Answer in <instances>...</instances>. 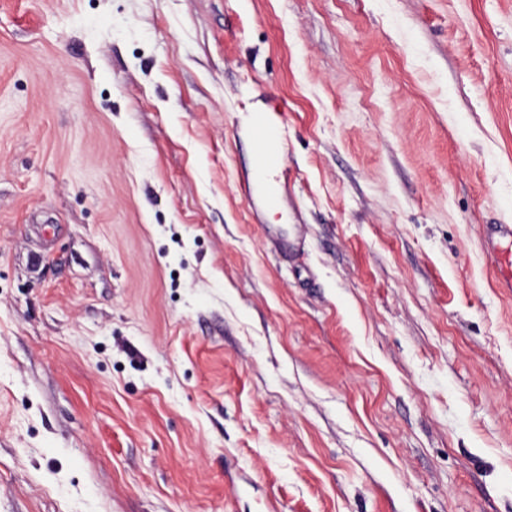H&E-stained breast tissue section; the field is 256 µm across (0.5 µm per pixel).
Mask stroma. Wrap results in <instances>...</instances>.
<instances>
[{
	"mask_svg": "<svg viewBox=\"0 0 512 512\" xmlns=\"http://www.w3.org/2000/svg\"><path fill=\"white\" fill-rule=\"evenodd\" d=\"M486 224L512 0H0V512H512ZM251 126L260 144L257 166L261 175L281 157L278 147V129L269 112L253 113Z\"/></svg>",
	"mask_w": 512,
	"mask_h": 512,
	"instance_id": "obj_1",
	"label": "stroma"
}]
</instances>
